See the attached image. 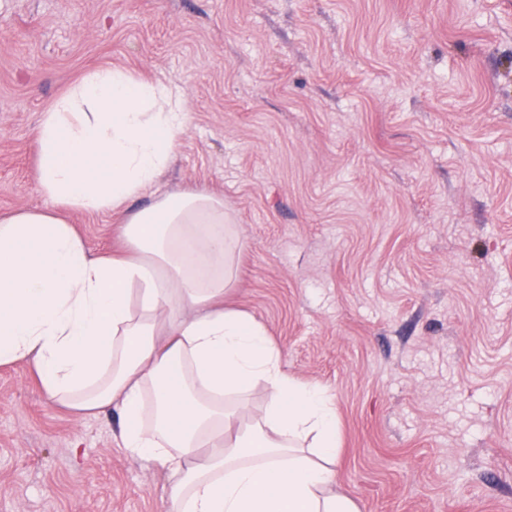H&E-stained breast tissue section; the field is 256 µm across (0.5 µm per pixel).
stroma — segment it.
Segmentation results:
<instances>
[{"label":"stroma","mask_w":512,"mask_h":512,"mask_svg":"<svg viewBox=\"0 0 512 512\" xmlns=\"http://www.w3.org/2000/svg\"><path fill=\"white\" fill-rule=\"evenodd\" d=\"M99 68L183 89L159 187L223 197L224 304L333 395L358 512H512V0H0V219L49 207L34 128ZM117 422L0 365V512H165Z\"/></svg>","instance_id":"1"}]
</instances>
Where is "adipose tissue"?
Returning <instances> with one entry per match:
<instances>
[{
  "label": "adipose tissue",
  "instance_id": "1",
  "mask_svg": "<svg viewBox=\"0 0 512 512\" xmlns=\"http://www.w3.org/2000/svg\"><path fill=\"white\" fill-rule=\"evenodd\" d=\"M187 112L177 85L101 68L42 114L52 206L0 220V364L32 360L68 408L117 409L126 453L169 475L167 512H357L336 490L331 396L288 375L262 324L224 305L240 243L223 198L158 194L127 214L126 248L108 257L57 213L156 190ZM260 384L266 406L239 426L234 405Z\"/></svg>",
  "mask_w": 512,
  "mask_h": 512
}]
</instances>
